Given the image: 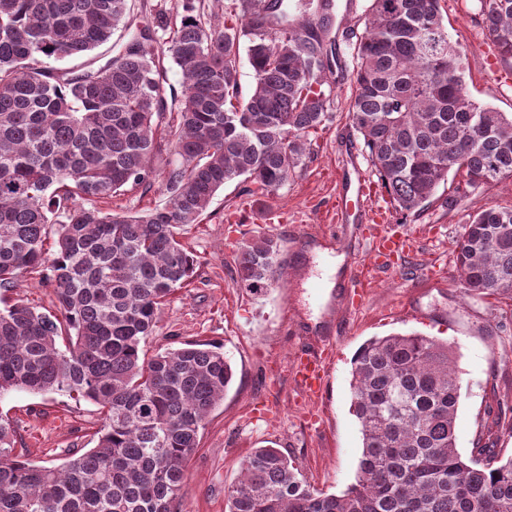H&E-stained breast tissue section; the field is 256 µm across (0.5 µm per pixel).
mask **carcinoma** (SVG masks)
<instances>
[{
  "label": "carcinoma",
  "mask_w": 512,
  "mask_h": 512,
  "mask_svg": "<svg viewBox=\"0 0 512 512\" xmlns=\"http://www.w3.org/2000/svg\"><path fill=\"white\" fill-rule=\"evenodd\" d=\"M129 0H0V288L47 268L56 313L0 308V396L68 392L100 407L95 446L59 466L20 461L0 415V512H181L186 465L233 380L210 342L147 355L161 306L193 280L183 231L240 180L275 194L330 119L333 0H238L220 24L181 0L153 27L126 33ZM441 0H369L353 43L348 117L403 217L512 181V113L472 97L463 47ZM483 28L512 65V0H477ZM253 84H238L241 39ZM86 57L79 66L38 65ZM183 76L165 95V61ZM172 144L170 200L143 212L103 204L151 187ZM55 252L46 258L45 243ZM454 252L464 293L512 301V206L470 216ZM271 234L243 241L239 277L258 293L279 273ZM67 335L65 347L57 339ZM360 425L357 479L340 495L311 488L274 447L255 449L225 489L228 512H512V455L463 460L460 380L448 345L418 333L367 340L351 369Z\"/></svg>",
  "instance_id": "1"
}]
</instances>
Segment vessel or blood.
<instances>
[{
    "instance_id": "b4317fda",
    "label": "vessel or blood",
    "mask_w": 512,
    "mask_h": 512,
    "mask_svg": "<svg viewBox=\"0 0 512 512\" xmlns=\"http://www.w3.org/2000/svg\"><path fill=\"white\" fill-rule=\"evenodd\" d=\"M371 182L358 180L355 188L344 189L336 198V207L342 212L354 215L364 224L370 241V265H377L379 259L396 258L403 260L412 249V240L405 234L394 235L380 231L374 213L365 208L366 200L373 194ZM343 297L350 307H359L365 299L366 288L363 279L350 275L342 284ZM330 347L316 352H306L297 357L290 370L303 395L311 400L321 399L326 385V361L331 355Z\"/></svg>"
}]
</instances>
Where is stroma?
I'll return each mask as SVG.
<instances>
[{"mask_svg": "<svg viewBox=\"0 0 512 512\" xmlns=\"http://www.w3.org/2000/svg\"><path fill=\"white\" fill-rule=\"evenodd\" d=\"M448 35L466 50L472 96L512 112V83L501 74L512 67L499 57L477 23L476 0H441ZM328 106L326 128L312 136V154L274 195L254 197L231 182L217 192L199 224L185 236L198 263L191 285L162 306L148 352L196 340L224 347L235 372L223 402L212 412L187 467L183 512H227L224 490L239 476L241 460L265 442L293 461L318 491L342 493L356 481L361 456L359 424L351 408V367L369 338L418 332L447 343L461 380L456 443L463 458L477 446L512 455V301L465 297L456 269L454 243L474 211L512 205V183L481 186L457 209L433 203L419 217L402 220L414 247L402 269H376L358 310L332 296H317L322 250L344 243L345 271L365 267L369 246L356 220L337 215L341 188L368 178L372 170L348 119L351 55L341 61ZM168 150L154 158L150 191L112 199L110 209L142 212L164 205ZM269 233L280 243L278 280L256 294L240 282V243ZM24 302L41 312L55 309L52 286L42 273L24 274L18 287L0 288V307ZM333 343L322 421L310 425L298 405L299 386L289 366L303 349ZM16 425L15 454L38 465H60L92 448L100 426L94 403L62 393L13 391L0 396V415Z\"/></svg>", "mask_w": 512, "mask_h": 512, "instance_id": "1", "label": "stroma"}]
</instances>
